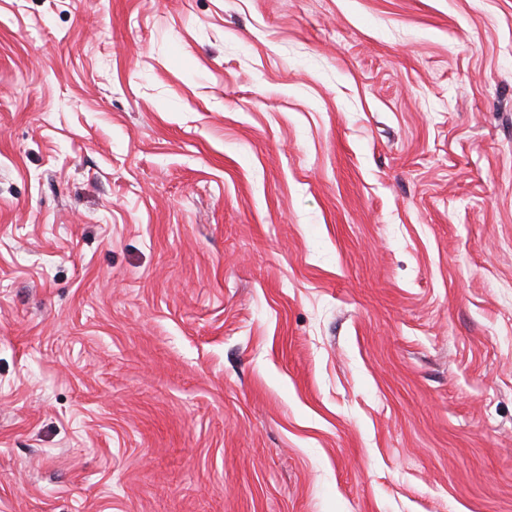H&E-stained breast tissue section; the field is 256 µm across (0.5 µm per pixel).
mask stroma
Returning a JSON list of instances; mask_svg holds the SVG:
<instances>
[{
    "instance_id": "35a3bbf8",
    "label": "stroma",
    "mask_w": 512,
    "mask_h": 512,
    "mask_svg": "<svg viewBox=\"0 0 512 512\" xmlns=\"http://www.w3.org/2000/svg\"><path fill=\"white\" fill-rule=\"evenodd\" d=\"M0 512H512V0H0Z\"/></svg>"
}]
</instances>
